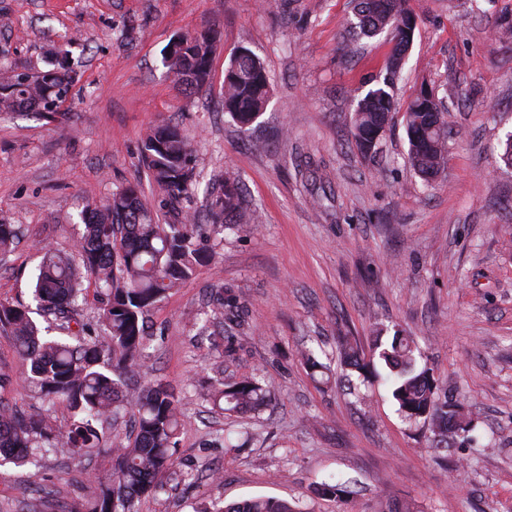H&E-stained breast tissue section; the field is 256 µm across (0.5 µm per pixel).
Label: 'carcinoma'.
<instances>
[{
	"instance_id": "carcinoma-1",
	"label": "carcinoma",
	"mask_w": 512,
	"mask_h": 512,
	"mask_svg": "<svg viewBox=\"0 0 512 512\" xmlns=\"http://www.w3.org/2000/svg\"><path fill=\"white\" fill-rule=\"evenodd\" d=\"M407 0H356L354 21L366 38L386 32L393 47L377 86L357 96L351 135L359 154L375 157L390 128L404 56L412 44L414 16ZM177 83L189 93L210 86L212 56L218 32L205 29L180 37ZM75 80L66 61L52 60L33 73L0 72V112L31 110L59 112ZM270 82L263 62L242 49L224 70L222 108L243 130H249L265 111ZM445 106L433 90L423 87L405 108L404 122L409 167L431 182L447 163V133L435 128V115ZM142 157L163 208L189 196L195 186V157L176 125L165 123L143 140ZM85 232L71 252L41 248L34 286L37 313L58 332L43 336L32 311L0 303V330L10 333L19 358L26 363L24 383L43 403L66 402L73 419L63 428L48 415L25 416L0 399V468L37 464L47 453L112 448V472L98 483L95 495L70 512H132L134 499L154 492L166 475L175 472L176 438L181 426L179 400L171 387L150 380L128 388L127 380L142 368L149 313L168 292L190 278L214 256L211 242L252 230L251 214L240 183L226 178L210 191L206 222L197 216L185 224H162L143 202L139 182L112 194L105 203L87 204ZM22 236L21 227L0 223V251H8ZM94 287L100 301L99 323L104 335L90 337L91 328L79 317L78 299ZM339 365L363 368L357 349L338 340ZM374 352L388 370L386 380L403 417L430 420L433 448L448 447V439L470 441L472 420L463 407L442 396L430 369L418 367L413 337L396 330L389 343L375 344ZM270 388L254 379L232 385L215 380L206 400L228 412L260 411ZM131 406L134 432L105 441L104 425L117 418L120 407ZM314 493L324 497L351 494L348 486L321 482ZM215 512H298L289 502L261 497L226 503Z\"/></svg>"
}]
</instances>
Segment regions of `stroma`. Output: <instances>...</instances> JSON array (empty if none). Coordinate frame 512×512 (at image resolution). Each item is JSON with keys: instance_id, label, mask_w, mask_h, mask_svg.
Returning <instances> with one entry per match:
<instances>
[{"instance_id": "stroma-1", "label": "stroma", "mask_w": 512, "mask_h": 512, "mask_svg": "<svg viewBox=\"0 0 512 512\" xmlns=\"http://www.w3.org/2000/svg\"><path fill=\"white\" fill-rule=\"evenodd\" d=\"M417 19L397 83L442 97L448 164L426 184L406 162L395 119L375 159L351 137L357 95L392 45L355 39L351 0H0V65L36 72L67 59L68 101L49 121L0 113V220L24 239L0 254V302L33 306L43 246L67 251L81 212L128 182L157 191L141 161L155 126H179L194 149L198 186L182 210L203 214L207 191L238 180L257 227L226 236L215 259L150 313L142 376L170 383L184 413L178 473L133 512H210L255 496L301 512H512V38L495 19L512 0H408ZM218 31L212 85L183 94L163 62L176 37ZM259 56L271 97L249 132L221 109L224 69L239 49ZM225 290L236 319L202 323ZM402 329L422 362L473 418L471 447L432 448L427 424L399 413L373 354ZM357 346L370 371L358 393L324 384L305 350ZM270 385L258 413L205 400L211 378ZM112 471L110 448L0 469V512H69ZM192 481H184L183 473ZM348 482L346 499L312 487Z\"/></svg>"}]
</instances>
